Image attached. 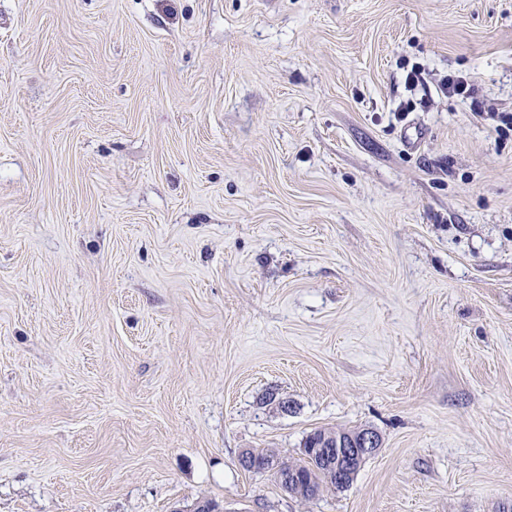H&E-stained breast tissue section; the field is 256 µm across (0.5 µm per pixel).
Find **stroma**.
I'll return each instance as SVG.
<instances>
[{"label":"stroma","instance_id":"1","mask_svg":"<svg viewBox=\"0 0 512 512\" xmlns=\"http://www.w3.org/2000/svg\"><path fill=\"white\" fill-rule=\"evenodd\" d=\"M495 112L512 0H0V512H512ZM440 88L449 94L461 96L462 98H474L477 92L475 83L471 79L459 76H445L440 82ZM364 429L354 430H316L308 435L304 441L303 448L312 454V458L321 462L326 471L332 473H345L341 476L336 475V479H331L323 469L316 468L309 461L308 456L303 450V458L297 462L281 463L288 470H293L300 477V485L296 486L293 495L302 499H310L316 496L323 487H333L336 490L344 489L352 483L363 462L354 461L347 469V465L351 460L373 455L380 447L379 438L376 431L369 430L368 433L361 435L360 439L352 440L350 445L352 448H336L342 442L356 437ZM360 444V447L358 446ZM285 467L278 466L277 474L282 486L288 491L295 480L292 471H288ZM307 488H312L309 492Z\"/></svg>","mask_w":512,"mask_h":512}]
</instances>
